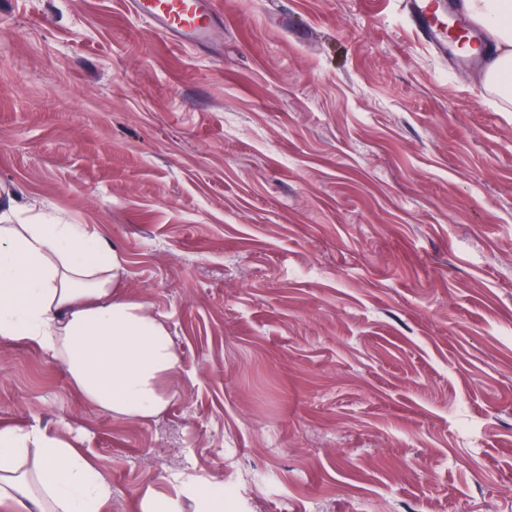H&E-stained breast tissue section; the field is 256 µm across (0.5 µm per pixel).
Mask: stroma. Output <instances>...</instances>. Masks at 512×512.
I'll return each instance as SVG.
<instances>
[{"instance_id": "stroma-1", "label": "stroma", "mask_w": 512, "mask_h": 512, "mask_svg": "<svg viewBox=\"0 0 512 512\" xmlns=\"http://www.w3.org/2000/svg\"><path fill=\"white\" fill-rule=\"evenodd\" d=\"M212 52L124 0H0V203L87 224L182 357L125 422L0 339V423L137 512H512V112L404 0H216ZM184 492L196 498L197 512H223L224 497L219 487L203 485L196 479L183 482ZM139 512H182L179 499L147 491L139 503Z\"/></svg>"}]
</instances>
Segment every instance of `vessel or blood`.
I'll return each instance as SVG.
<instances>
[{
    "label": "vessel or blood",
    "instance_id": "obj_1",
    "mask_svg": "<svg viewBox=\"0 0 512 512\" xmlns=\"http://www.w3.org/2000/svg\"><path fill=\"white\" fill-rule=\"evenodd\" d=\"M407 2L422 38L440 57H453L461 67L479 64V57L457 53L458 36L450 29L447 0ZM127 8L157 35L193 49L214 46L221 25L214 0H127Z\"/></svg>",
    "mask_w": 512,
    "mask_h": 512
}]
</instances>
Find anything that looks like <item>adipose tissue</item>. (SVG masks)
Here are the masks:
<instances>
[{
	"instance_id": "ef3b65f1",
	"label": "adipose tissue",
	"mask_w": 512,
	"mask_h": 512,
	"mask_svg": "<svg viewBox=\"0 0 512 512\" xmlns=\"http://www.w3.org/2000/svg\"><path fill=\"white\" fill-rule=\"evenodd\" d=\"M497 42L483 85L512 107V0H463ZM125 258L89 225L0 207V339L61 361L74 392L118 421L162 413L180 367L166 325L120 286ZM112 487L83 449L0 426V512H107Z\"/></svg>"
}]
</instances>
